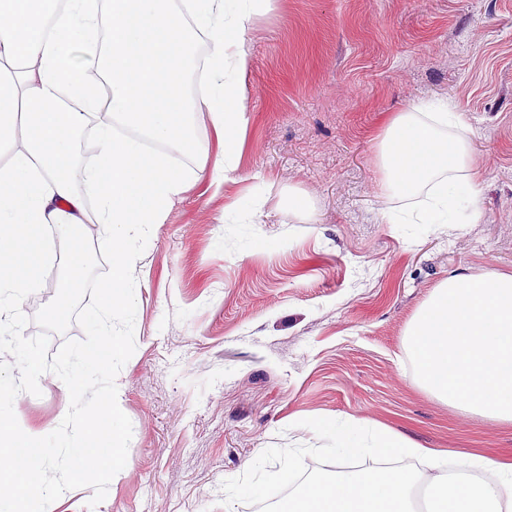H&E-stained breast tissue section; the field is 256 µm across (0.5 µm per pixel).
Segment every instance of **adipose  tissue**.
Here are the masks:
<instances>
[{
  "label": "adipose tissue",
  "mask_w": 512,
  "mask_h": 512,
  "mask_svg": "<svg viewBox=\"0 0 512 512\" xmlns=\"http://www.w3.org/2000/svg\"><path fill=\"white\" fill-rule=\"evenodd\" d=\"M269 0H0V307L21 306L38 287L32 274L16 275L19 239L53 226L70 240L87 216L85 200L61 174L76 135L92 127L97 153L85 170L96 197L97 223L114 248L112 279L102 301L131 302L127 275L134 257L130 230L159 223L184 189L188 174L171 152L195 145L194 117L207 115L224 136V158L199 164L215 184L227 180L226 158L247 123L239 82L248 69L243 35ZM208 44L203 91L187 90L194 45ZM82 50L105 84L89 83L73 61ZM451 105L422 103L382 115L375 139L388 191L431 186L418 211L420 224L448 221L450 173L464 171L478 187L466 129Z\"/></svg>",
  "instance_id": "ef3b65f1"
}]
</instances>
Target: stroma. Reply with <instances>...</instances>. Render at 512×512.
<instances>
[{"instance_id":"35a3bbf8","label":"stroma","mask_w":512,"mask_h":512,"mask_svg":"<svg viewBox=\"0 0 512 512\" xmlns=\"http://www.w3.org/2000/svg\"><path fill=\"white\" fill-rule=\"evenodd\" d=\"M248 123L226 184L189 182L128 246L135 352L116 377L133 435L92 503L57 512H260L224 480L268 447L317 444L308 418L386 428L421 447L512 463V424L438 399L409 364L412 318L448 278L512 273V0H271L244 35ZM424 99L465 115L484 218L415 224L427 190L385 193L380 115ZM307 196L311 219L290 211ZM38 260L24 336L57 293ZM20 393L18 423L53 432L65 384Z\"/></svg>"}]
</instances>
